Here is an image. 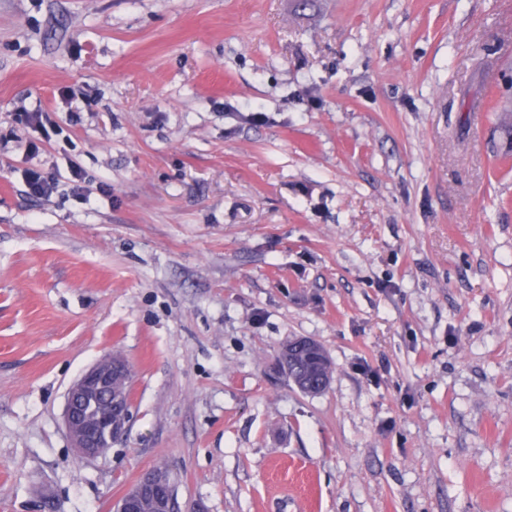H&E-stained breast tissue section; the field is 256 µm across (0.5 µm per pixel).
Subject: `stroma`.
Returning <instances> with one entry per match:
<instances>
[{
  "instance_id": "obj_1",
  "label": "stroma",
  "mask_w": 512,
  "mask_h": 512,
  "mask_svg": "<svg viewBox=\"0 0 512 512\" xmlns=\"http://www.w3.org/2000/svg\"><path fill=\"white\" fill-rule=\"evenodd\" d=\"M504 112L512 0H0V512L162 464L197 512H512ZM115 353L87 462L67 389ZM24 181L28 190L38 197L51 195L57 186L56 179L46 176L40 169L26 170ZM293 345H295L296 350L304 349L311 351L315 346V342L303 338L288 340V342L283 344L280 350V358L286 360L288 365V377L300 391L311 394L308 389L314 388L316 391L312 394L320 393L321 391L315 387L320 384L324 377L328 380L327 386L331 379L333 366L330 358L323 347L319 345L323 355H316L314 357L300 355L294 361L289 360L288 362L289 355H292L291 347ZM319 357L322 358V360H319ZM314 384H316L315 387ZM115 355L114 358L105 357L91 365L73 382L66 395L64 427L72 448L83 460L105 456L114 445L124 440L129 430L131 408L117 407L112 394L126 403L130 398L133 375L129 369L127 375L112 381V376L124 373L126 369L121 356ZM94 400L99 410L93 414L88 404Z\"/></svg>"
}]
</instances>
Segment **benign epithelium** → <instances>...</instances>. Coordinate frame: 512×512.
Returning a JSON list of instances; mask_svg holds the SVG:
<instances>
[{
    "mask_svg": "<svg viewBox=\"0 0 512 512\" xmlns=\"http://www.w3.org/2000/svg\"><path fill=\"white\" fill-rule=\"evenodd\" d=\"M125 369L122 359L105 357L91 365L68 389L63 423L72 448L83 460L105 456L128 433L131 410L117 407V401L112 399V376ZM137 488L138 495L127 497V508L120 512H139L148 494L156 495L157 512H172V501L160 493L163 485L156 473L150 470L142 474Z\"/></svg>",
    "mask_w": 512,
    "mask_h": 512,
    "instance_id": "obj_1",
    "label": "benign epithelium"
}]
</instances>
